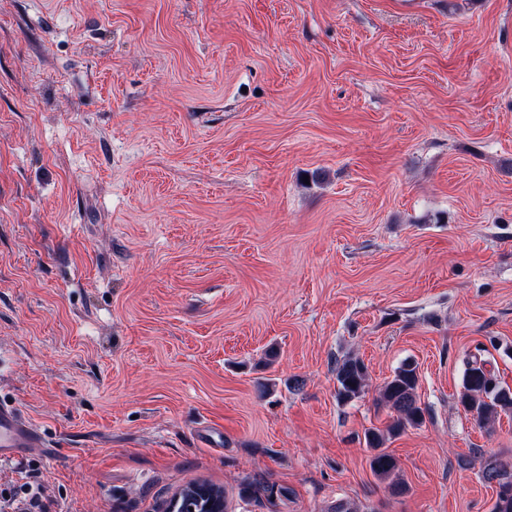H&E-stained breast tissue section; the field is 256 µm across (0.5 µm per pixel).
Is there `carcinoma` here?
Returning a JSON list of instances; mask_svg holds the SVG:
<instances>
[{
    "label": "carcinoma",
    "mask_w": 512,
    "mask_h": 512,
    "mask_svg": "<svg viewBox=\"0 0 512 512\" xmlns=\"http://www.w3.org/2000/svg\"><path fill=\"white\" fill-rule=\"evenodd\" d=\"M335 372L336 398L339 402H351L365 393L368 373L362 360L352 356L338 360ZM418 383V367L412 361L403 362L379 394V402L392 409L396 418L383 430L371 428L364 432L365 444L373 451L370 467L379 479L387 482L394 494L404 493L406 484L399 473L396 459L383 445L407 427L423 423L424 410L417 402ZM458 400L476 424L485 428L499 413L512 410V388L499 384L485 363L476 358L467 364ZM477 460L480 461L484 480L497 483L493 512H512V462L497 457L486 458L479 450L463 459V462L470 465Z\"/></svg>",
    "instance_id": "cac0c4a2"
}]
</instances>
